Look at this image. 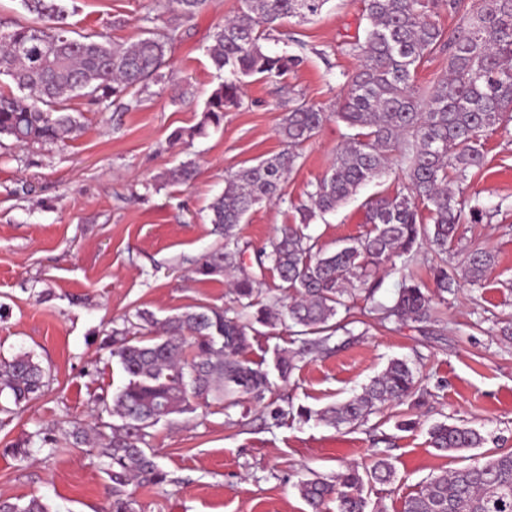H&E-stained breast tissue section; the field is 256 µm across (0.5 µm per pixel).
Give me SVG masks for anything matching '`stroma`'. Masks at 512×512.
I'll return each instance as SVG.
<instances>
[{
	"mask_svg": "<svg viewBox=\"0 0 512 512\" xmlns=\"http://www.w3.org/2000/svg\"><path fill=\"white\" fill-rule=\"evenodd\" d=\"M64 3L75 31L117 44L148 31L176 34L161 82L119 103L67 100L81 126L66 141L19 147L0 140V357L29 351L50 372L45 395L0 423V499L35 496L50 512H106L107 477L84 448L62 437L54 455L35 451L22 463L5 446L39 428L89 421L99 398L124 384L102 343L124 318L147 310L161 320L199 304L234 307L225 277L191 278L196 261L218 242L208 206L223 192L225 172L284 150L279 126L302 100L331 118L298 146L281 198L256 205L240 224L246 261L282 225L297 222L296 205L349 134L333 113L358 67L347 45L363 33L364 2L328 0L314 21L293 19L262 32L267 51L301 55V65L282 79L247 78L241 107L226 112L221 126L176 145L171 133L194 128L224 80L207 48L225 18L239 13L241 0H209L189 20L155 0ZM485 150L487 165L465 192L479 194L496 214L491 223L463 225L452 256L460 267L471 249L493 250L496 265L484 287L460 281L455 296L436 302L431 323L382 321L374 307L394 302L401 275L391 266L380 270L373 294L356 291L355 322L336 332L331 352L306 359L289 380L271 375L264 402L248 400L228 414L200 409L152 428L149 448L171 482L134 487L135 512H309L298 481L334 477L349 462L368 467L382 455L394 458L397 480L366 487L368 512H401L403 498L430 474L466 463L464 455L441 456L430 446L434 424L462 422L512 448V339L499 334L500 321L512 320V121L487 134ZM187 160L197 168L192 181H161ZM404 181L391 168L358 198L314 220L309 234L331 250L359 237L367 229L363 199L395 193ZM394 358L416 368L428 391L425 405H388L358 427L318 420V411L359 393ZM274 401L294 407L279 424L270 417ZM301 406L311 418L298 415ZM409 412L416 424L401 430Z\"/></svg>",
	"mask_w": 512,
	"mask_h": 512,
	"instance_id": "obj_1",
	"label": "stroma"
}]
</instances>
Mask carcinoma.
Segmentation results:
<instances>
[{"mask_svg":"<svg viewBox=\"0 0 512 512\" xmlns=\"http://www.w3.org/2000/svg\"><path fill=\"white\" fill-rule=\"evenodd\" d=\"M208 0H168L180 15L191 19ZM328 0H243L240 13L218 26L208 55L227 73L210 95L200 123L172 141L203 136L224 120V112L240 104L244 79L255 75L284 76L301 58L286 52L271 55L259 43L256 28L276 31L292 18L302 22L321 15ZM28 14L25 24L0 29V75L8 76L21 95L0 92V138L18 145L63 142L78 127L66 111L71 97L95 103L163 79L162 68L170 35L149 36L130 46L72 36L62 0H20ZM450 14L465 12V24L445 32L429 14V5ZM367 26L362 40L349 43L359 66L350 77L346 96L336 112L354 133L336 152L331 167L310 184L295 206L299 222L285 224L280 234L255 255L256 265L278 275L275 288L290 302H257L255 278L241 265L245 248L238 226L256 205L280 197L286 178L296 167L294 148L311 140L327 120L323 109L305 102L290 108L278 134L288 149L257 164L229 173L224 192L209 204L210 223L224 243L197 262L194 274L210 280L235 274L238 308L198 305L176 313L153 331L158 320L147 311L127 319L122 329L107 335L104 346L117 360L127 382L103 410L120 423L98 413L88 426L74 424L67 438L87 446L100 459L109 480L108 512H134L127 487L158 486L168 475L155 455L146 451L148 429L173 415L194 413L218 405L229 411L248 398L257 403L270 390L269 373L247 357L255 325L275 327L289 320L300 327L292 343L298 347L276 352L274 367L287 380L300 369L305 355L329 350L339 327V312L350 314L356 286L395 257L427 242L436 258L428 262L433 288L439 296L453 294L459 277L473 285L484 282L495 265V254L472 251L463 272L448 265V246L458 239L462 224L479 223L486 215L474 205L465 208L462 191L448 185V170L458 181L485 165L483 138L512 120V0H364ZM448 49L449 75L431 88L414 84L412 73L436 49ZM406 174L403 190L380 192L362 207L367 232L327 250L307 233L317 217L334 212L357 195L366 183L382 176L391 162ZM194 166L183 162L170 169L171 183L187 182ZM429 222H424V218ZM434 296L409 276L383 319L430 323L435 320ZM254 312H249V309ZM46 371L28 352L0 360V414L12 417L21 405L49 388ZM424 388L404 359L391 360L362 392L318 412L334 426H359L380 407L413 399L420 405ZM487 438L466 424L441 422L429 430V444L441 453L482 448ZM53 453L57 439L38 429L5 452L23 461L31 445ZM397 475L390 457H378L369 468L348 465L336 479L308 478L298 484L311 512H324L329 502L336 512H367L364 495L369 484L391 485ZM0 512H49L32 497L24 503L0 499ZM401 512H512V449H488L469 465L430 476L416 494L402 501Z\"/></svg>","mask_w":512,"mask_h":512,"instance_id":"cac0c4a2","label":"carcinoma"}]
</instances>
